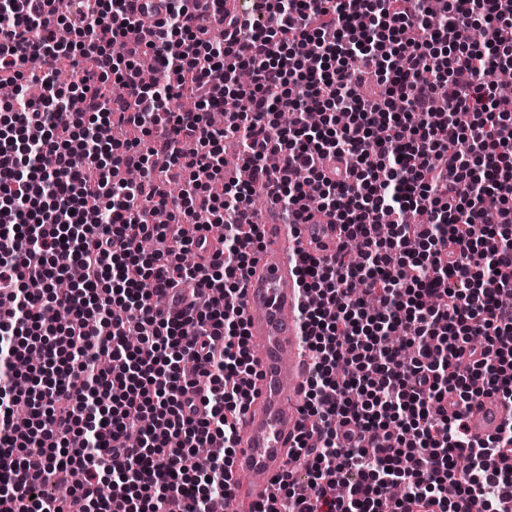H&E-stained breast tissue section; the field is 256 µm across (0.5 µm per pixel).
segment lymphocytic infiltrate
<instances>
[{
    "instance_id": "lymphocytic-infiltrate-1",
    "label": "lymphocytic infiltrate",
    "mask_w": 512,
    "mask_h": 512,
    "mask_svg": "<svg viewBox=\"0 0 512 512\" xmlns=\"http://www.w3.org/2000/svg\"><path fill=\"white\" fill-rule=\"evenodd\" d=\"M226 2L211 0L233 29L217 43L193 0H0L16 87L0 104V503L215 512L233 495L262 192L289 223L333 217L360 258L299 269L320 298L299 312L303 422L255 512H500L512 419L483 438L463 411L512 403V100L491 79L512 69V0H446L436 25L427 0H268L261 24ZM219 89L237 106L216 128ZM228 137L249 181L220 177ZM159 209L168 223H150ZM216 224L214 253L184 266L190 230Z\"/></svg>"
}]
</instances>
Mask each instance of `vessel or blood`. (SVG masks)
<instances>
[{"label": "vessel or blood", "instance_id": "vessel-or-blood-1", "mask_svg": "<svg viewBox=\"0 0 512 512\" xmlns=\"http://www.w3.org/2000/svg\"><path fill=\"white\" fill-rule=\"evenodd\" d=\"M265 247L244 284L247 334L258 374L253 401L239 425L235 475L248 483L235 491L247 508L271 498L277 478L288 470V452L301 424L302 385L306 372L298 315L304 301L298 274L303 259H328L345 239L329 217L315 223L269 224ZM512 418V405L487 397L465 412L470 431L495 433Z\"/></svg>", "mask_w": 512, "mask_h": 512}]
</instances>
